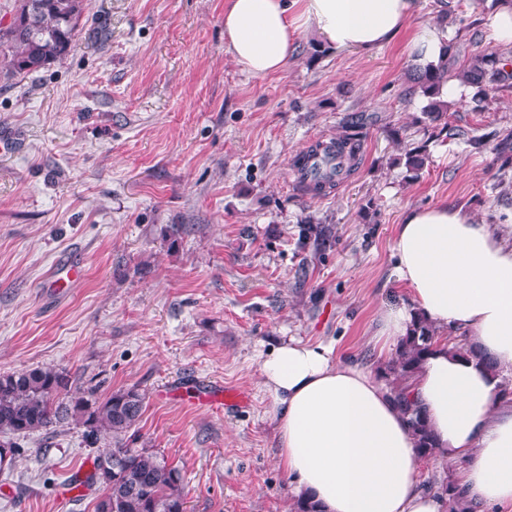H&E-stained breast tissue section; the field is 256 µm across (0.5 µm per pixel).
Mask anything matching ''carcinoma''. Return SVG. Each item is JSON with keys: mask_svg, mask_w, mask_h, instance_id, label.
Segmentation results:
<instances>
[{"mask_svg": "<svg viewBox=\"0 0 512 512\" xmlns=\"http://www.w3.org/2000/svg\"><path fill=\"white\" fill-rule=\"evenodd\" d=\"M84 10V0H17L11 23L0 29V80L36 72L70 52ZM459 49L448 47L446 59L438 67L411 70L409 95L430 98L422 113L438 135L450 139L466 138L474 150L488 149L498 171H512V134L499 137L492 133L466 135L448 125L450 104L436 99L440 89L458 79L474 89V99L483 101L488 91L512 88V55L496 51L475 53L459 66ZM371 117L363 112L346 114L340 133L329 140H317L295 154L291 171L299 190L316 199L328 196L358 168ZM425 144L404 153L405 178L420 177L427 162ZM297 248L310 257H321L336 244L333 224H324L311 214L300 220ZM168 248L179 247L186 227L169 224L161 230ZM442 342L439 330L427 319H413L407 333L396 348L394 357L379 367L391 397L405 417L419 454L434 455L435 440L427 411L411 392L426 357ZM462 355L478 359L494 371L497 362L482 354L462 336H448ZM143 408V397L131 387L97 398L89 390L77 392L75 381L52 366H37L17 373L0 374V472L12 467L17 447L13 437L33 432H55L75 423L86 429V435L104 441L93 462V470L82 479H74L82 487L98 486L96 512H186L183 477L165 456L145 445L135 447L136 426ZM443 500L447 512H475L464 501L458 483L452 478L430 484Z\"/></svg>", "mask_w": 512, "mask_h": 512, "instance_id": "carcinoma-1", "label": "carcinoma"}]
</instances>
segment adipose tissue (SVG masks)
Instances as JSON below:
<instances>
[{"mask_svg": "<svg viewBox=\"0 0 512 512\" xmlns=\"http://www.w3.org/2000/svg\"><path fill=\"white\" fill-rule=\"evenodd\" d=\"M414 7L415 0H229L224 44L247 73L264 77L285 68L304 32L369 52L404 30ZM448 43L446 30L419 26L409 41L413 64H438ZM393 252L407 297L380 308L384 347L421 315L497 361L491 371L442 346L424 363L412 390L427 411L434 457L461 465L463 496L480 512L512 505V405L497 396L502 376L512 375V246L463 208L437 205L406 214ZM260 376L295 495L319 512H444L443 500L421 485L423 460L376 371L336 359L332 347L291 340L267 354Z\"/></svg>", "mask_w": 512, "mask_h": 512, "instance_id": "adipose-tissue-1", "label": "adipose tissue"}]
</instances>
